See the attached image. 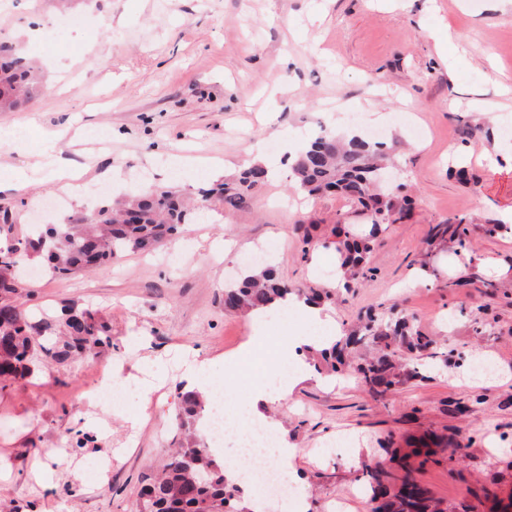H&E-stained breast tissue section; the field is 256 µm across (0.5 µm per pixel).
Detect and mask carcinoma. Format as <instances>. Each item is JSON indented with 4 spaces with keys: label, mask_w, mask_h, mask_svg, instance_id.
<instances>
[{
    "label": "carcinoma",
    "mask_w": 512,
    "mask_h": 512,
    "mask_svg": "<svg viewBox=\"0 0 512 512\" xmlns=\"http://www.w3.org/2000/svg\"><path fill=\"white\" fill-rule=\"evenodd\" d=\"M44 90L31 60L15 43L0 40V112H15L43 95ZM383 147L382 142L358 135L342 140L323 130L291 162L296 189L309 195L337 191L354 211L370 219L368 231L358 233L351 228L344 240L336 242L345 288L349 280L367 278L365 259L371 243L382 226L395 223V206L383 201ZM266 180L267 169L253 164L231 181L200 189L201 201L244 210ZM191 220L188 205L171 189L141 190L120 201L105 194L95 222L86 223L73 215L33 231L16 230L15 215L7 208L0 210V234H5V243L0 246V391L33 376L41 367L96 356L112 348V328L99 311L71 302L55 313L19 301V256L35 254L52 275L67 276L110 264L127 252L155 247ZM468 233L466 218L461 217L453 224L432 226L430 240L449 237L463 248ZM309 292L312 296L303 297L275 270L267 268L250 271L225 288L224 307L244 314L290 298L303 297L314 303L332 296L314 288ZM364 342L376 354L358 364L356 371L361 382L377 393H385L404 380L400 360L411 359L432 345L406 317L383 307L369 312L357 333L335 342L323 356L333 360L336 370L346 365L342 351ZM207 411V403L197 394L181 395L179 417L183 421L198 420ZM411 446V452L403 455L398 448L386 449L391 458L404 461L401 477H391L379 468L366 471L365 487L372 499L380 501L376 512H442L431 504L423 486L412 493L404 489L405 483L415 481L408 459L433 454L424 439ZM141 498L144 512H225L230 501L242 499L244 494L225 478L224 467L216 463L208 441L191 432L163 464L155 481L142 489Z\"/></svg>",
    "instance_id": "obj_1"
}]
</instances>
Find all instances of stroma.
Masks as SVG:
<instances>
[{
    "label": "stroma",
    "mask_w": 512,
    "mask_h": 512,
    "mask_svg": "<svg viewBox=\"0 0 512 512\" xmlns=\"http://www.w3.org/2000/svg\"><path fill=\"white\" fill-rule=\"evenodd\" d=\"M43 33L30 42L29 29ZM453 28L447 52L427 29ZM0 39L37 58L46 94L0 127L24 130V148L0 146V176L26 170L23 189H0V208L24 224H46L37 202L59 188L48 164L84 171L92 188L109 174L121 193L168 188L196 196L201 184L233 179L251 163L283 170L249 210H205L152 252L65 277L26 260L25 290L48 309L77 302L112 327L107 355L128 380L160 379L140 418L91 411L84 391L92 366L74 361L0 391V512H135L142 486L182 437L177 418L184 383L174 356L199 349L220 359L215 379L243 399L251 367H229L252 333L250 315L224 308L228 278L244 254L268 249L267 263L296 288L334 291L328 307L341 336L378 305L395 306L433 353L418 374L378 395L357 374L333 373L316 349L289 399L266 413L299 453L287 482L306 512H370L361 477L388 464L387 443L439 436L444 446L415 476L443 512H489L512 497V171H490L483 153L512 154V5L502 0H0ZM372 100L375 111L359 104ZM423 128L416 139L409 126ZM379 129L396 157V197L410 211L382 230L367 256L368 280L336 282V253L323 247L334 225L365 223L338 194L302 199L286 177L288 146L326 129L365 135ZM468 217L466 251L430 243L433 225ZM311 244H304V237ZM231 240L228 256L215 243ZM267 323L257 358L278 371L284 337L307 327ZM493 359L495 376L471 373L473 358ZM107 438L80 453L53 456L97 419ZM113 456L111 473L72 482L85 461ZM56 468L52 490L39 471Z\"/></svg>",
    "instance_id": "obj_1"
}]
</instances>
